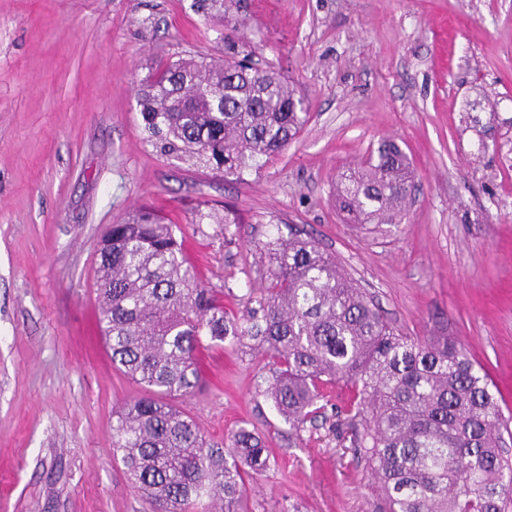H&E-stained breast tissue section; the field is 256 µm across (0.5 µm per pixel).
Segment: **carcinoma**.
Returning <instances> with one entry per match:
<instances>
[{"instance_id":"1","label":"carcinoma","mask_w":512,"mask_h":512,"mask_svg":"<svg viewBox=\"0 0 512 512\" xmlns=\"http://www.w3.org/2000/svg\"><path fill=\"white\" fill-rule=\"evenodd\" d=\"M235 31L224 0H195ZM137 106L159 151L242 177L295 139L307 107L288 79L225 44L224 61L180 59L141 80ZM406 154L393 141L342 173L336 198L364 224H393L408 200ZM264 248L267 286L226 316L189 263L177 226L150 206L103 235L98 322L112 364L141 388L115 412L112 456L154 512H246L248 481L268 468L263 440L241 428L207 438L178 404L202 376L197 351L232 336L271 364L265 392L296 433L325 416L335 388L388 512H509L512 463L488 377L446 336H405L319 243L288 229Z\"/></svg>"}]
</instances>
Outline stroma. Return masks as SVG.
Returning a JSON list of instances; mask_svg holds the SVG:
<instances>
[{
    "instance_id": "stroma-1",
    "label": "stroma",
    "mask_w": 512,
    "mask_h": 512,
    "mask_svg": "<svg viewBox=\"0 0 512 512\" xmlns=\"http://www.w3.org/2000/svg\"><path fill=\"white\" fill-rule=\"evenodd\" d=\"M191 3L0 0V512L151 510L112 456L113 414L139 388L112 365L95 291L101 236L141 204L237 315L268 283L263 243L312 237L404 335L467 350L512 449V0H242L234 39L288 77L308 121L240 181L162 155L136 110L159 62L223 56L224 29ZM386 140L415 197L400 223H350L336 179ZM200 366L182 407L202 431L266 439L251 512H385L334 411L348 390L298 434L251 345L225 339Z\"/></svg>"
}]
</instances>
